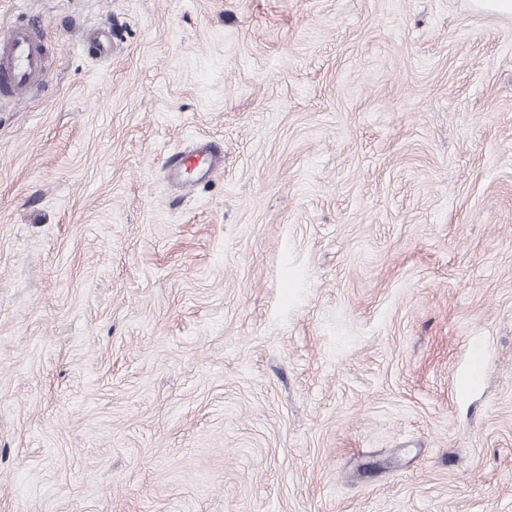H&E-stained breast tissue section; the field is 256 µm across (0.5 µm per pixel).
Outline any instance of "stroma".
Wrapping results in <instances>:
<instances>
[{"label": "stroma", "mask_w": 512, "mask_h": 512, "mask_svg": "<svg viewBox=\"0 0 512 512\" xmlns=\"http://www.w3.org/2000/svg\"><path fill=\"white\" fill-rule=\"evenodd\" d=\"M1 22L48 59L0 107V512H512V16ZM200 152H203L206 157L198 156ZM194 156L202 159L194 176L197 180L208 181L218 175L224 168V161H222V157L213 150L203 149L193 155L178 152L172 155V158L168 163L165 175V177L168 178V181H179L183 177L184 166H187L189 158Z\"/></svg>", "instance_id": "stroma-1"}]
</instances>
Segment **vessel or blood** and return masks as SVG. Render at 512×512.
Instances as JSON below:
<instances>
[{
	"label": "vessel or blood",
	"instance_id": "b4317fda",
	"mask_svg": "<svg viewBox=\"0 0 512 512\" xmlns=\"http://www.w3.org/2000/svg\"><path fill=\"white\" fill-rule=\"evenodd\" d=\"M44 72L45 55L35 29L0 26V96L8 98L27 91L42 80ZM223 167L220 154L206 150L195 177L201 181L212 179Z\"/></svg>",
	"mask_w": 512,
	"mask_h": 512
}]
</instances>
